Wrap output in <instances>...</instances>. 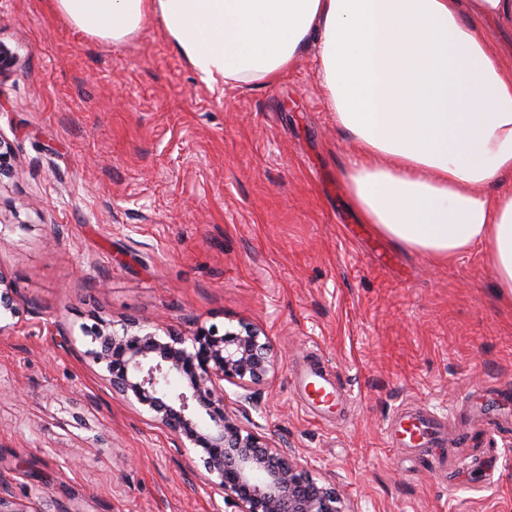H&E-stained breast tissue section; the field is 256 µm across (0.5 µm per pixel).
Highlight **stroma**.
<instances>
[{"mask_svg":"<svg viewBox=\"0 0 512 512\" xmlns=\"http://www.w3.org/2000/svg\"><path fill=\"white\" fill-rule=\"evenodd\" d=\"M0 495L22 512H232L168 434L113 397L85 328L135 319L184 334L260 326L275 362L253 415L344 512H512V302L484 246L446 263L359 222L357 154L318 53L270 86L207 85L148 22L113 46L52 0H0ZM75 347H58L57 331ZM323 364L347 399L313 414L295 382ZM406 404L463 444L389 446ZM19 294L7 277L0 272V335L16 331L18 323L9 322L16 317ZM4 323V324H2Z\"/></svg>","mask_w":512,"mask_h":512,"instance_id":"35a3bbf8","label":"stroma"}]
</instances>
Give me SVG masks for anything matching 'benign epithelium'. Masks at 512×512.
<instances>
[{
  "instance_id": "benign-epithelium-1",
  "label": "benign epithelium",
  "mask_w": 512,
  "mask_h": 512,
  "mask_svg": "<svg viewBox=\"0 0 512 512\" xmlns=\"http://www.w3.org/2000/svg\"><path fill=\"white\" fill-rule=\"evenodd\" d=\"M12 145L0 137V178L14 173ZM19 294L0 272V335L12 332ZM86 354L102 366L112 393L154 412L176 451L199 459L210 498L235 512H343L336 489L320 484L293 460L290 448L272 445L245 429L241 417L263 413L253 387L271 365V349L257 326L235 331L199 328L186 338L159 325L131 320L118 332L87 330ZM239 391L229 397L224 384Z\"/></svg>"
}]
</instances>
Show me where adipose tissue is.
Masks as SVG:
<instances>
[{"label":"adipose tissue","instance_id":"adipose-tissue-1","mask_svg":"<svg viewBox=\"0 0 512 512\" xmlns=\"http://www.w3.org/2000/svg\"><path fill=\"white\" fill-rule=\"evenodd\" d=\"M118 46L159 22L206 84L267 85L308 46L326 102L360 153L343 182L362 223L446 262L487 249L512 299V63L485 28L512 0H54Z\"/></svg>","mask_w":512,"mask_h":512}]
</instances>
